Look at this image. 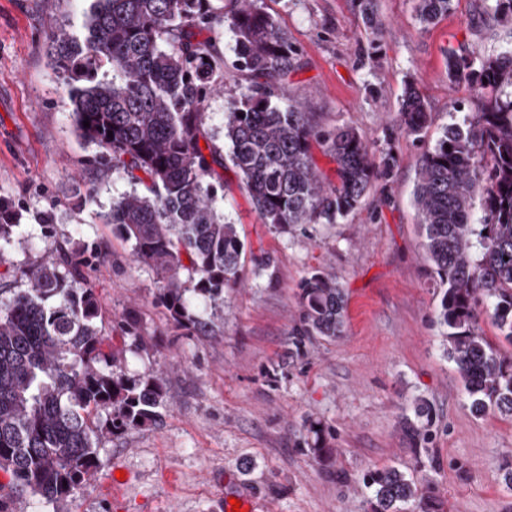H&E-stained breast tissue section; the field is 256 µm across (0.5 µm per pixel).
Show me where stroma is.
I'll return each instance as SVG.
<instances>
[{
  "instance_id": "1",
  "label": "stroma",
  "mask_w": 512,
  "mask_h": 512,
  "mask_svg": "<svg viewBox=\"0 0 512 512\" xmlns=\"http://www.w3.org/2000/svg\"><path fill=\"white\" fill-rule=\"evenodd\" d=\"M299 55L274 90L304 104L329 130L349 125L397 164L360 207L327 224L288 229L262 223L232 170L216 205L244 242L240 282L224 293V332L173 329L158 304L156 271L137 262L103 216L135 184L88 165L97 148L77 133L61 75L49 57L59 28L83 30L91 0H0V203L20 227L0 245V284L20 289L22 271L42 261L66 270L71 255L96 249L87 280L112 326L139 318L144 351L123 371L155 372L165 408L157 424L104 439L99 471L72 505L27 496L12 512H225L246 495L255 512H370L365 474L395 466L432 486L439 512H512L503 473L512 464V419L475 416L456 366L444 354L439 292L414 206L422 153L449 124L480 111L467 82L450 84L449 50L477 58L512 45V27L479 26L482 0H453L429 27L417 0H378L383 21L371 49L353 0H259ZM416 80L430 120L420 139L397 132L403 90ZM246 79L226 68L224 90L204 109L216 146L224 111ZM268 257L271 270L259 261ZM333 272L347 297L343 336L294 347L298 285L313 270ZM435 411L434 438L408 447L399 420L414 398ZM324 428L333 455L322 461L309 428ZM124 472L120 490L112 475Z\"/></svg>"
}]
</instances>
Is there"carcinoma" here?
<instances>
[{
  "instance_id": "obj_1",
  "label": "carcinoma",
  "mask_w": 512,
  "mask_h": 512,
  "mask_svg": "<svg viewBox=\"0 0 512 512\" xmlns=\"http://www.w3.org/2000/svg\"><path fill=\"white\" fill-rule=\"evenodd\" d=\"M356 2L375 49L382 27L376 0ZM452 2L418 0L420 22L439 21ZM484 3L487 17L512 23V0ZM215 23L233 33V67L247 76L225 112L224 141L263 223L344 218L396 165L392 151L376 155L352 127L323 131L299 103L272 101L273 82L295 68L298 52L258 0L220 7L212 0H93L82 33L53 34L51 56L66 76L76 131L109 157L108 170L144 186L113 205L106 223L157 271L158 301L173 327L204 336L224 330V289L237 283L244 248L237 226L212 204L226 164L211 145L204 103L224 86L225 61L198 35ZM447 67L450 82L471 83L486 103L423 153L415 203L440 290L445 353L474 414L512 418V357L478 332L486 315L512 345V95L499 96L512 89V48L476 70L471 55L451 51ZM429 117L417 83L407 82L396 128L418 138ZM315 146L336 163V181L317 169ZM478 196L484 217L476 224ZM17 228L14 212L0 204V243ZM90 258L75 254L64 273L48 261L28 266L26 287L0 305V470L10 473L14 492L48 504L73 501L97 472L102 440L156 423L164 401L160 377L118 371L123 351L112 345L100 299L84 280ZM298 302L293 343L343 335L347 294L335 276L311 272ZM200 304L210 309L207 321L196 313ZM120 329L144 348L135 316L122 317ZM431 423L432 410L418 399L399 428L421 448L432 440ZM364 483L372 512H398L408 502L421 512L435 508L432 488L394 467L369 471Z\"/></svg>"
}]
</instances>
